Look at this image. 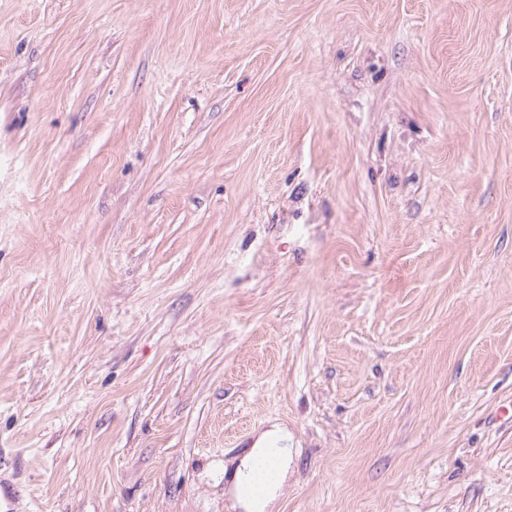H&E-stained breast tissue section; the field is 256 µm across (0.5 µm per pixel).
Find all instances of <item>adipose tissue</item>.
Listing matches in <instances>:
<instances>
[{"label":"adipose tissue","instance_id":"1","mask_svg":"<svg viewBox=\"0 0 512 512\" xmlns=\"http://www.w3.org/2000/svg\"><path fill=\"white\" fill-rule=\"evenodd\" d=\"M288 431L281 426H274L264 432L253 448L239 460L230 488V496L233 507L240 512H268V509L278 495L282 480H285L288 468L292 462V450L288 446ZM276 450L277 480L268 485L262 494L254 495L247 491L246 484L249 480L255 461L266 455L269 450Z\"/></svg>","mask_w":512,"mask_h":512}]
</instances>
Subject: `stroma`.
<instances>
[{"label":"stroma","instance_id":"stroma-1","mask_svg":"<svg viewBox=\"0 0 512 512\" xmlns=\"http://www.w3.org/2000/svg\"><path fill=\"white\" fill-rule=\"evenodd\" d=\"M512 0H0V507L512 512ZM288 440V430L275 425L272 429L264 432L253 445V448H250L239 460L234 470L233 482L230 488L232 509L241 508L246 512H267L269 510L271 503L277 498L292 462V448H288ZM270 446L280 447L270 448ZM272 449L277 450L275 462L277 480L268 485L262 494L253 495L246 490L253 465L258 458L266 455Z\"/></svg>","mask_w":512,"mask_h":512}]
</instances>
